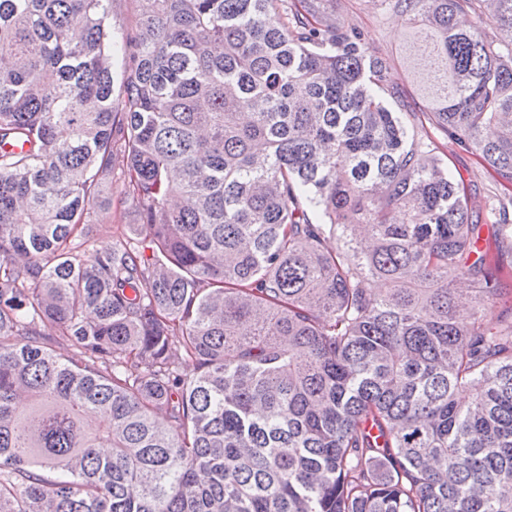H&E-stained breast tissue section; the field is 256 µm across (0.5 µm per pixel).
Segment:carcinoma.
I'll return each instance as SVG.
<instances>
[{
    "mask_svg": "<svg viewBox=\"0 0 512 512\" xmlns=\"http://www.w3.org/2000/svg\"><path fill=\"white\" fill-rule=\"evenodd\" d=\"M111 2L0 0V512H512L504 201L327 0ZM394 7L511 187L512 0ZM134 0H112L110 24L113 34L119 36L121 30L129 26L133 20ZM116 169L112 179L103 182L101 203L91 211L86 224H91L94 247H112L129 234L127 224H139L137 216L124 200L123 185L117 172L120 160H116Z\"/></svg>",
    "mask_w": 512,
    "mask_h": 512,
    "instance_id": "cac0c4a2",
    "label": "carcinoma"
}]
</instances>
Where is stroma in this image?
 <instances>
[{"label": "stroma", "mask_w": 512, "mask_h": 512, "mask_svg": "<svg viewBox=\"0 0 512 512\" xmlns=\"http://www.w3.org/2000/svg\"><path fill=\"white\" fill-rule=\"evenodd\" d=\"M331 7L346 26L361 32L362 46L367 53L390 60L389 80L401 94L393 105L394 110L416 113L420 135L436 142L440 157L463 180L471 201L481 205L505 196L504 187L477 156L435 128L425 115L424 103L416 95L401 61L403 39L410 26L408 14L393 9L390 0H333ZM136 221L134 210L124 202L121 181L116 178L104 181L101 202L87 218L95 248L110 247L123 240L129 225Z\"/></svg>", "instance_id": "1"}]
</instances>
